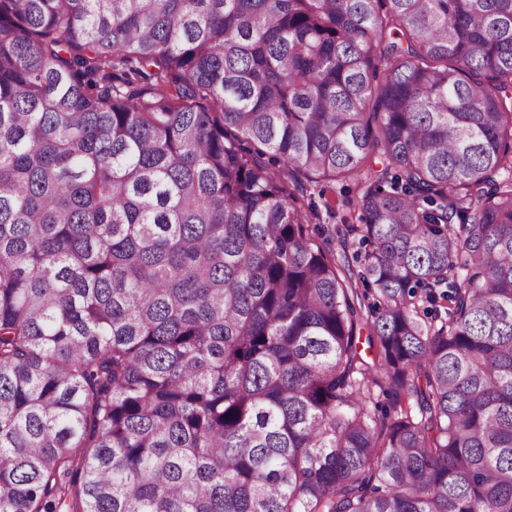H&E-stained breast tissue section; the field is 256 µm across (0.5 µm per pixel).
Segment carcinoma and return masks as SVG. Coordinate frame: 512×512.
Segmentation results:
<instances>
[{
	"label": "carcinoma",
	"mask_w": 512,
	"mask_h": 512,
	"mask_svg": "<svg viewBox=\"0 0 512 512\" xmlns=\"http://www.w3.org/2000/svg\"><path fill=\"white\" fill-rule=\"evenodd\" d=\"M0 512H512V0H0ZM299 198L304 199L305 203L315 202L317 205L318 218H312L309 224H336L342 227V224H357L358 214L357 209L354 208L349 202L355 201L357 197V189L353 183L347 182L336 184L332 188L323 186L307 185L306 189L301 192H296ZM324 198L329 199L336 205V217L331 219L327 216L322 201ZM330 247L333 252L336 253V259L341 262L344 267L343 276L347 277L349 285L353 291H355L354 288H356L358 297H356L355 292L351 293V297L354 300L360 317L357 328V335L360 336L358 345L366 360L371 361V358L376 353V348L370 350L368 347L367 336L371 331L369 326L366 324V320L368 316V305L373 301V297L369 293H367V297H364L366 290L362 287L359 280V273L362 269L361 264L356 260L359 245L354 241V238L350 236H347L344 239L343 236L336 235V237L333 238Z\"/></svg>",
	"instance_id": "obj_1"
}]
</instances>
